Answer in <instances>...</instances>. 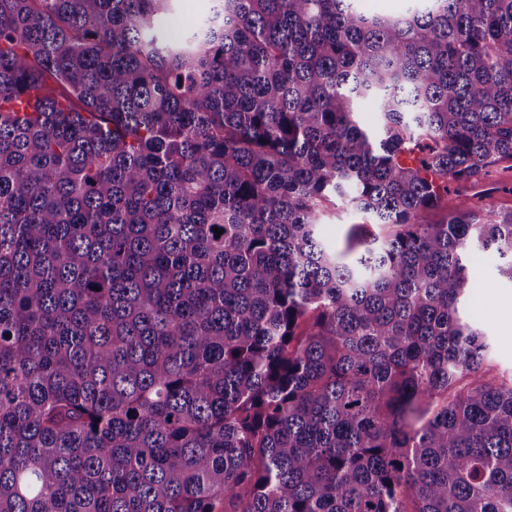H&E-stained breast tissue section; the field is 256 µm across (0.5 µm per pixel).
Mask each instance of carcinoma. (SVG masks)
<instances>
[{
	"instance_id": "1",
	"label": "carcinoma",
	"mask_w": 512,
	"mask_h": 512,
	"mask_svg": "<svg viewBox=\"0 0 512 512\" xmlns=\"http://www.w3.org/2000/svg\"><path fill=\"white\" fill-rule=\"evenodd\" d=\"M171 2L0 0V512H512V0ZM213 0H175L170 11L159 19L160 29L178 39L210 12ZM463 194L475 210L493 201L499 212L512 211V160L495 162L489 168L488 175L477 183L468 185ZM369 221L368 215L339 203L338 206L329 208L322 216V235L330 245L343 250L345 238L351 227L354 224H368ZM502 260L485 255L476 259L471 268L470 303L474 317L492 338L493 373L512 374V308H504L502 300L511 299L512 283L500 277L497 265Z\"/></svg>"
}]
</instances>
